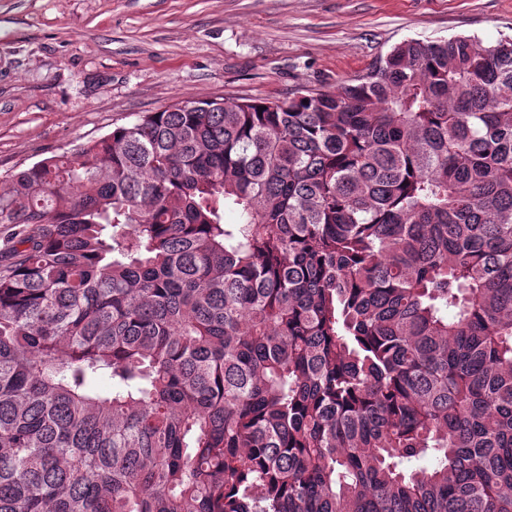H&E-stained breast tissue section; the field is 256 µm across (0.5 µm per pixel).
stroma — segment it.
I'll return each mask as SVG.
<instances>
[{
    "instance_id": "1",
    "label": "stroma",
    "mask_w": 512,
    "mask_h": 512,
    "mask_svg": "<svg viewBox=\"0 0 512 512\" xmlns=\"http://www.w3.org/2000/svg\"><path fill=\"white\" fill-rule=\"evenodd\" d=\"M512 36V0H0V183L190 99H285L411 39Z\"/></svg>"
}]
</instances>
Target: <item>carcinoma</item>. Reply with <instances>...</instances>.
<instances>
[{
  "instance_id": "obj_1",
  "label": "carcinoma",
  "mask_w": 512,
  "mask_h": 512,
  "mask_svg": "<svg viewBox=\"0 0 512 512\" xmlns=\"http://www.w3.org/2000/svg\"><path fill=\"white\" fill-rule=\"evenodd\" d=\"M9 183L0 512H512V39Z\"/></svg>"
}]
</instances>
